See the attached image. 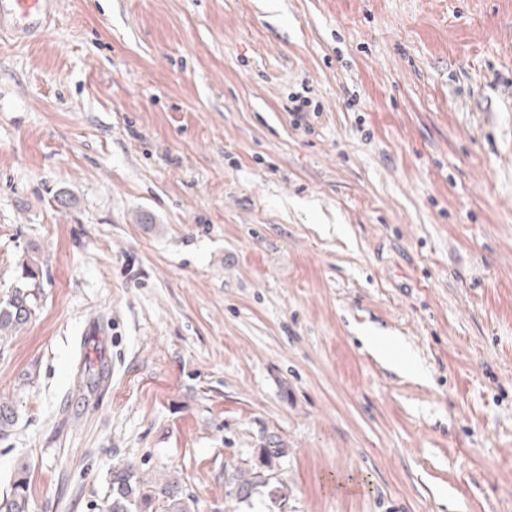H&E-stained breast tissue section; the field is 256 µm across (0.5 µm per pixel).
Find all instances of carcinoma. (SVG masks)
I'll return each mask as SVG.
<instances>
[{
    "instance_id": "carcinoma-1",
    "label": "carcinoma",
    "mask_w": 512,
    "mask_h": 512,
    "mask_svg": "<svg viewBox=\"0 0 512 512\" xmlns=\"http://www.w3.org/2000/svg\"><path fill=\"white\" fill-rule=\"evenodd\" d=\"M22 284L0 299V336L27 323L32 315L35 296L28 289L36 279L33 258L21 263ZM282 448H261L258 462L238 467L227 477L229 494L246 501L255 487L267 485L274 478L273 462L282 457ZM106 512H194L195 501L181 494L178 480L170 476L164 481L147 483L138 476L134 465L112 470ZM29 480L27 467H18L11 490L0 496V512H29Z\"/></svg>"
}]
</instances>
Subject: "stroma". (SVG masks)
<instances>
[{
  "label": "stroma",
  "instance_id": "stroma-1",
  "mask_svg": "<svg viewBox=\"0 0 512 512\" xmlns=\"http://www.w3.org/2000/svg\"><path fill=\"white\" fill-rule=\"evenodd\" d=\"M27 253L30 512L127 461L195 512H512V0H58L0 39V297ZM284 448H261L258 450V462L246 467H238L227 477L230 490L237 500L246 501L252 496L258 485H268L274 478L272 467L275 459L282 457Z\"/></svg>",
  "mask_w": 512,
  "mask_h": 512
}]
</instances>
